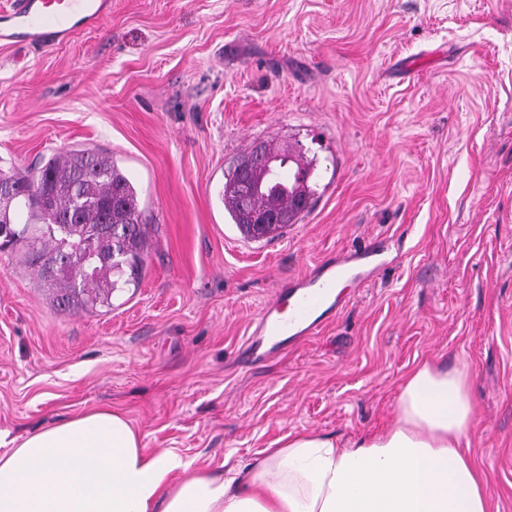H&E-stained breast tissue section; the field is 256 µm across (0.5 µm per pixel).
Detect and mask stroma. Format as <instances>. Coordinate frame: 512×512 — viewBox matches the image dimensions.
Returning <instances> with one entry per match:
<instances>
[{
  "label": "stroma",
  "mask_w": 512,
  "mask_h": 512,
  "mask_svg": "<svg viewBox=\"0 0 512 512\" xmlns=\"http://www.w3.org/2000/svg\"><path fill=\"white\" fill-rule=\"evenodd\" d=\"M110 2L53 48L0 40V170L110 154L146 233L108 308L58 309L0 251V451L106 408L219 470L301 431H382L412 370L463 364L464 448L512 512V0ZM261 142L313 160L319 193L254 241L220 192ZM377 247L388 265L318 334L249 359L277 288Z\"/></svg>",
  "instance_id": "1"
}]
</instances>
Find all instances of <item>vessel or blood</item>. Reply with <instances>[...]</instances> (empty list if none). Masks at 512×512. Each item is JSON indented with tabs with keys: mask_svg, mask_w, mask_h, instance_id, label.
<instances>
[{
	"mask_svg": "<svg viewBox=\"0 0 512 512\" xmlns=\"http://www.w3.org/2000/svg\"><path fill=\"white\" fill-rule=\"evenodd\" d=\"M106 9L105 0H13L5 16L7 36L40 47L55 46L100 26ZM374 256L369 249L354 252L280 288L254 323L247 347L252 359L261 360L285 343L315 335L323 314L335 308L340 282L350 275L360 283L369 280Z\"/></svg>",
	"mask_w": 512,
	"mask_h": 512,
	"instance_id": "vessel-or-blood-1",
	"label": "vessel or blood"
}]
</instances>
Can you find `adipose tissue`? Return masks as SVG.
<instances>
[{
	"label": "adipose tissue",
	"instance_id": "adipose-tissue-1",
	"mask_svg": "<svg viewBox=\"0 0 512 512\" xmlns=\"http://www.w3.org/2000/svg\"><path fill=\"white\" fill-rule=\"evenodd\" d=\"M475 425L468 370L427 363L384 432L343 445L304 431L219 473L91 410L0 452V512H490L463 447Z\"/></svg>",
	"mask_w": 512,
	"mask_h": 512
}]
</instances>
